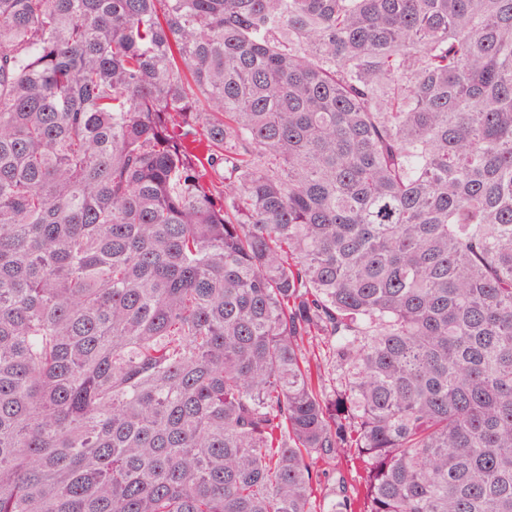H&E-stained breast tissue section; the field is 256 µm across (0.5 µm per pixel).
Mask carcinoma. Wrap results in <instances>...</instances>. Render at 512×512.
Here are the masks:
<instances>
[{"instance_id":"1","label":"carcinoma","mask_w":512,"mask_h":512,"mask_svg":"<svg viewBox=\"0 0 512 512\" xmlns=\"http://www.w3.org/2000/svg\"><path fill=\"white\" fill-rule=\"evenodd\" d=\"M0 512H512V0H0ZM310 465L314 473L320 475L326 473V475H329V477L333 479H337L340 474L344 475L347 479L348 490L351 493L359 487V471L357 475L355 470L350 467V464L347 465L344 461L341 462L331 457H318L314 455L310 459Z\"/></svg>"}]
</instances>
